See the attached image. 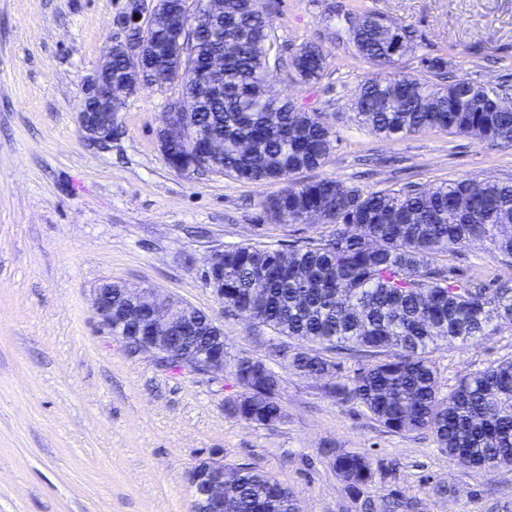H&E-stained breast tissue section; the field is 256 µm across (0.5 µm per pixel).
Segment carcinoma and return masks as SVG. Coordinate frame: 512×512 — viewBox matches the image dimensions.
Instances as JSON below:
<instances>
[{"mask_svg":"<svg viewBox=\"0 0 512 512\" xmlns=\"http://www.w3.org/2000/svg\"><path fill=\"white\" fill-rule=\"evenodd\" d=\"M189 0H160L148 32L144 80H178L196 99L190 119L195 140L170 148L168 162L183 169L202 163L203 146L224 141L217 173L285 187L262 204L274 224H302L310 216L330 226L282 258L263 242L224 247V309L270 329L282 358L304 376H334L335 356L364 352L373 358L330 392L363 407L392 433H432L439 449L464 468L512 465V358L463 376L440 395L431 354L450 341L468 344L494 327L512 324V285L493 286L461 278L436 264L438 256L487 240L492 256L512 258V182L471 179L429 188L365 191L334 177L300 182L294 175L326 164L337 138L318 112L295 111L267 90L273 65L288 67L304 83L327 74L328 54L315 41L289 59L269 60L274 38L264 0H217L212 28L224 37H203L192 71L178 74L168 54L187 17ZM368 23L347 31L360 58L376 67L353 103L358 123L372 134L398 140L444 129L479 142L512 145V109L490 88L459 75L445 78L448 60L425 57L423 70L438 83L408 75L398 61L413 51L406 27ZM224 56V71L211 69ZM300 341L299 347L292 342ZM224 364L242 393L228 411L255 425L284 417L282 383L262 361L250 357ZM322 453L347 488L359 495L373 483V462L364 455ZM288 488L250 464L224 465V512H294Z\"/></svg>","mask_w":512,"mask_h":512,"instance_id":"1","label":"carcinoma"}]
</instances>
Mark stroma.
Listing matches in <instances>:
<instances>
[{
  "mask_svg": "<svg viewBox=\"0 0 512 512\" xmlns=\"http://www.w3.org/2000/svg\"><path fill=\"white\" fill-rule=\"evenodd\" d=\"M283 52L312 40L329 55L315 85L281 71L275 95L321 113L338 141L327 163L298 173L364 189L421 188L459 178L512 182V147L432 130L396 141L358 125L350 109L373 66L348 43L345 10L360 7L410 28L422 57L455 74L512 85V0H266ZM126 0H0V512H192L189 472L216 449L288 487L300 512H512V467L461 468L430 433L387 432L361 407L332 397V378L303 376L272 349L269 330L225 312L200 272L220 244L264 235L278 248L329 225L261 224L276 183L172 170L156 132L178 86L143 88L117 116L111 149L84 140L81 86L117 30ZM454 274L512 282V263L477 241L439 257ZM106 281L161 288L224 324L231 354L262 360L282 379L284 419L255 426L225 411L232 374L187 373L129 353L102 327L93 293ZM512 357V325L433 354L439 391ZM377 466L353 498L323 449ZM448 488L444 496L434 485Z\"/></svg>",
  "mask_w": 512,
  "mask_h": 512,
  "instance_id": "1",
  "label": "stroma"
}]
</instances>
